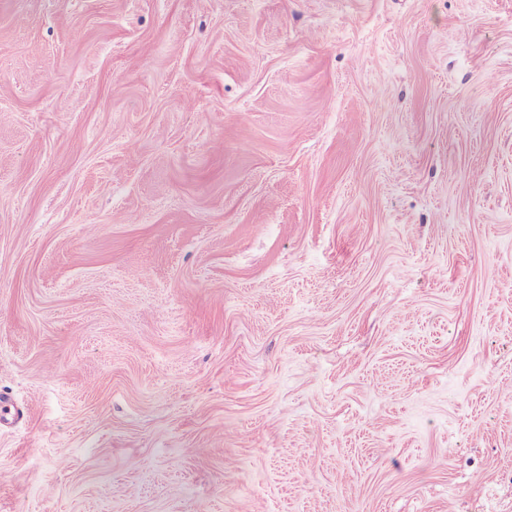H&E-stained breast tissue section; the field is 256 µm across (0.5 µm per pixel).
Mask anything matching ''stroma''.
<instances>
[{"label":"stroma","mask_w":512,"mask_h":512,"mask_svg":"<svg viewBox=\"0 0 512 512\" xmlns=\"http://www.w3.org/2000/svg\"><path fill=\"white\" fill-rule=\"evenodd\" d=\"M0 512H512V0H0Z\"/></svg>","instance_id":"obj_1"}]
</instances>
